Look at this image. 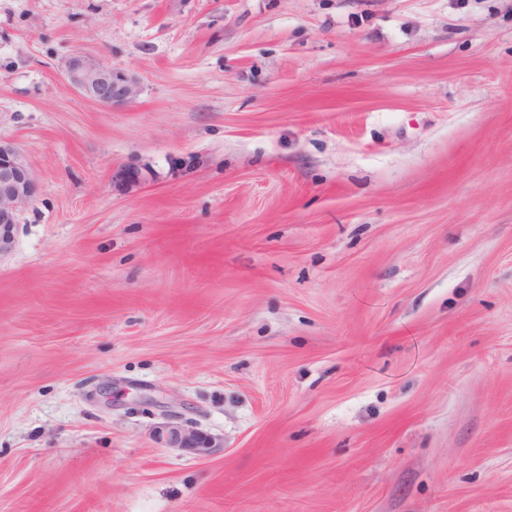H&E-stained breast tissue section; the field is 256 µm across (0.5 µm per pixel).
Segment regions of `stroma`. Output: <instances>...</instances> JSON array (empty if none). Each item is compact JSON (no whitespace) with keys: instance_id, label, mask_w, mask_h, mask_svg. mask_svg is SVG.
<instances>
[{"instance_id":"35a3bbf8","label":"stroma","mask_w":512,"mask_h":512,"mask_svg":"<svg viewBox=\"0 0 512 512\" xmlns=\"http://www.w3.org/2000/svg\"><path fill=\"white\" fill-rule=\"evenodd\" d=\"M0 138V512H512V0H0ZM62 79L65 88L104 106L129 104L140 92L135 74L85 55H74L64 62ZM37 192L36 179L19 148L0 138V251L11 240L19 211ZM158 428L162 434H166L171 448H178L197 457L209 456L215 448H222L224 445V442L207 433L183 429L170 423H165Z\"/></svg>"}]
</instances>
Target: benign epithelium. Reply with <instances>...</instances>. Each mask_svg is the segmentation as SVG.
<instances>
[{"label": "benign epithelium", "instance_id": "benign-epithelium-1", "mask_svg": "<svg viewBox=\"0 0 512 512\" xmlns=\"http://www.w3.org/2000/svg\"><path fill=\"white\" fill-rule=\"evenodd\" d=\"M62 79L65 88L104 106L129 104L140 92V81L135 74L85 55H74L64 62ZM112 180L135 185L142 182V177L135 169L118 168L113 170ZM36 192V179L19 148L0 139V251L11 240L19 211L33 200ZM160 430L166 434L170 447L197 457L208 456L224 447L219 439L200 431L169 423L160 426Z\"/></svg>", "mask_w": 512, "mask_h": 512}]
</instances>
